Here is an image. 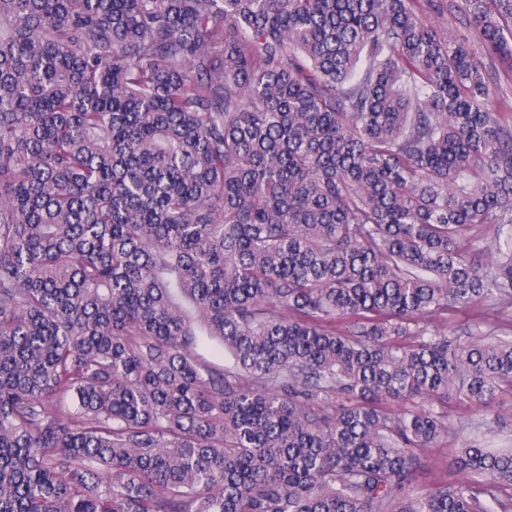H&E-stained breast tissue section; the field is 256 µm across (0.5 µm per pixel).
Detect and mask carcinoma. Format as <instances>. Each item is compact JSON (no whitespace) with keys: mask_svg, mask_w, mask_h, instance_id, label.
Segmentation results:
<instances>
[{"mask_svg":"<svg viewBox=\"0 0 512 512\" xmlns=\"http://www.w3.org/2000/svg\"><path fill=\"white\" fill-rule=\"evenodd\" d=\"M481 51L512 0H0V512H512ZM451 448H456V443L452 438H449L445 446L422 454L421 467L417 470L414 479L416 492L425 493L436 480L453 470L451 467L453 457Z\"/></svg>","mask_w":512,"mask_h":512,"instance_id":"carcinoma-1","label":"carcinoma"}]
</instances>
